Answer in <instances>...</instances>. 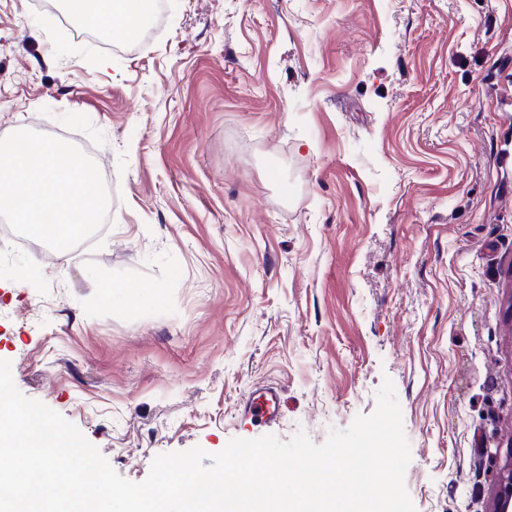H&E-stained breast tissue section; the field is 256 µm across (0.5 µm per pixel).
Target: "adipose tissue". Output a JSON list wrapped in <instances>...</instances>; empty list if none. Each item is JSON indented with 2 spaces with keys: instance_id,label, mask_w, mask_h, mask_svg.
I'll return each mask as SVG.
<instances>
[{
  "instance_id": "adipose-tissue-1",
  "label": "adipose tissue",
  "mask_w": 512,
  "mask_h": 512,
  "mask_svg": "<svg viewBox=\"0 0 512 512\" xmlns=\"http://www.w3.org/2000/svg\"><path fill=\"white\" fill-rule=\"evenodd\" d=\"M148 0H65L66 7L78 21L89 26L100 25L111 18L112 31L131 38L139 32Z\"/></svg>"
}]
</instances>
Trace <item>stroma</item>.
I'll return each instance as SVG.
<instances>
[{"label": "stroma", "instance_id": "1", "mask_svg": "<svg viewBox=\"0 0 512 512\" xmlns=\"http://www.w3.org/2000/svg\"><path fill=\"white\" fill-rule=\"evenodd\" d=\"M0 0V132L79 146L111 219L0 251V360L132 482L239 436L315 443L391 379L416 512H490L512 450V0H163L82 38ZM28 269L26 286L15 284ZM112 291H104V284ZM280 393L277 388H262L258 396L250 399L243 411V420L272 422L279 415Z\"/></svg>", "mask_w": 512, "mask_h": 512}]
</instances>
